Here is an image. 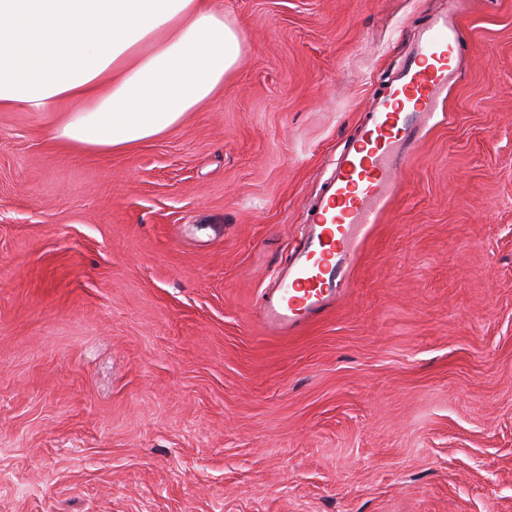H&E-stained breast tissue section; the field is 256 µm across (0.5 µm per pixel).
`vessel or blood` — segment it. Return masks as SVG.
Returning <instances> with one entry per match:
<instances>
[{"label": "vessel or blood", "instance_id": "vessel-or-blood-1", "mask_svg": "<svg viewBox=\"0 0 512 512\" xmlns=\"http://www.w3.org/2000/svg\"><path fill=\"white\" fill-rule=\"evenodd\" d=\"M469 0L430 16L403 66L372 97L364 124L310 202L301 245L276 268L260 318L275 335L326 315L350 281L369 224L394 194L404 166L461 77L460 32Z\"/></svg>", "mask_w": 512, "mask_h": 512}]
</instances>
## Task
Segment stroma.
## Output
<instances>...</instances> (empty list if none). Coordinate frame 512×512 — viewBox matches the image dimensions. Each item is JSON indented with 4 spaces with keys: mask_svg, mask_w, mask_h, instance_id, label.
Here are the masks:
<instances>
[{
    "mask_svg": "<svg viewBox=\"0 0 512 512\" xmlns=\"http://www.w3.org/2000/svg\"><path fill=\"white\" fill-rule=\"evenodd\" d=\"M223 3L241 63L162 137L0 111V512H512V0L291 336L264 282L448 0Z\"/></svg>",
    "mask_w": 512,
    "mask_h": 512,
    "instance_id": "obj_1",
    "label": "stroma"
}]
</instances>
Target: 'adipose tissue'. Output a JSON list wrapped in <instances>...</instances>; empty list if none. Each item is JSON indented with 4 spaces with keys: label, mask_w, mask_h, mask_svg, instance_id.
<instances>
[{
    "label": "adipose tissue",
    "mask_w": 512,
    "mask_h": 512,
    "mask_svg": "<svg viewBox=\"0 0 512 512\" xmlns=\"http://www.w3.org/2000/svg\"><path fill=\"white\" fill-rule=\"evenodd\" d=\"M241 42L220 0H0V108L62 112L68 147L128 149L222 91Z\"/></svg>",
    "instance_id": "ef3b65f1"
}]
</instances>
